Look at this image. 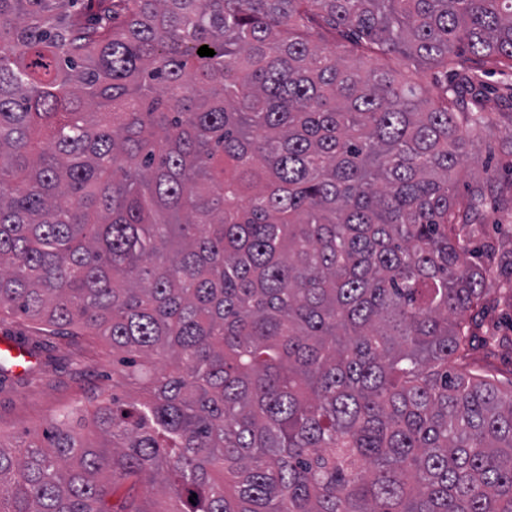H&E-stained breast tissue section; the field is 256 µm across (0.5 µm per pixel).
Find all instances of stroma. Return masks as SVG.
<instances>
[{
    "mask_svg": "<svg viewBox=\"0 0 512 512\" xmlns=\"http://www.w3.org/2000/svg\"><path fill=\"white\" fill-rule=\"evenodd\" d=\"M486 88L482 107L494 122L484 133L478 152L464 163L465 174L489 172L491 192L486 202L488 241L512 249V212L498 209L496 199L512 193V75L474 59ZM475 355L489 366L502 386L512 385V308L495 306L477 318ZM23 337L38 348L39 367L22 378L0 379V441L17 445L39 440L57 411L73 400L93 409L98 394L112 389V347L93 336L83 335L78 347L67 337L45 339L38 325L20 315H0V334ZM497 336L501 344L486 354V337Z\"/></svg>",
    "mask_w": 512,
    "mask_h": 512,
    "instance_id": "1",
    "label": "stroma"
}]
</instances>
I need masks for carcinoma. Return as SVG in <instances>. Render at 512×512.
<instances>
[{"mask_svg": "<svg viewBox=\"0 0 512 512\" xmlns=\"http://www.w3.org/2000/svg\"><path fill=\"white\" fill-rule=\"evenodd\" d=\"M468 53L512 0H0V313L148 392L0 445V512H512Z\"/></svg>", "mask_w": 512, "mask_h": 512, "instance_id": "1", "label": "carcinoma"}]
</instances>
